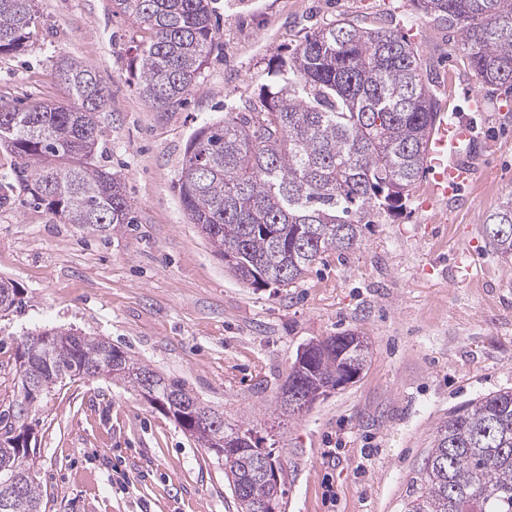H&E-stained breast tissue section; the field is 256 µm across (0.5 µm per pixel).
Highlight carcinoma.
<instances>
[{"mask_svg": "<svg viewBox=\"0 0 512 512\" xmlns=\"http://www.w3.org/2000/svg\"><path fill=\"white\" fill-rule=\"evenodd\" d=\"M116 12L149 33L135 47L129 73L155 110L182 104L205 59L218 46L216 0H112ZM425 21L460 34L464 62L476 82L512 88V0H414ZM38 19L36 0H0V54L27 47ZM58 75L70 104H0V146L22 161L16 183L0 182V207L15 184L61 216L107 232L135 224L122 182L96 162L98 114L106 96L95 69L69 57ZM262 85L259 103L244 101L224 120L202 125L185 150L178 194L191 223L239 280L254 287H289L328 254L361 243L362 226L407 210L424 172L436 94L419 49L397 32L342 16L307 34ZM483 227L495 253L512 259V193ZM0 309L20 312L27 301L13 283ZM17 341V392L0 407V512H42L28 419L36 404L69 377L89 378L132 362L102 338L57 329ZM341 332L313 342V369L292 365L301 385L336 382L347 365L362 371L369 348L350 346ZM158 377L159 411L224 462L237 512L254 501L283 499L286 468L250 422L231 424L177 379ZM219 417L216 428L192 429L199 411ZM235 445L278 473L264 480L224 454ZM405 512H512V391L468 403L436 428Z\"/></svg>", "mask_w": 512, "mask_h": 512, "instance_id": "1", "label": "carcinoma"}]
</instances>
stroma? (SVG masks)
<instances>
[{
	"mask_svg": "<svg viewBox=\"0 0 512 512\" xmlns=\"http://www.w3.org/2000/svg\"><path fill=\"white\" fill-rule=\"evenodd\" d=\"M37 10L27 49L0 56V97L65 103L57 57L96 68L98 161L138 222L109 233L65 224L20 188L0 207V278L28 302L0 317V402L16 388L17 339L71 328L184 381L226 420L253 422L288 464L285 512H405L438 424L512 390V265L482 228L512 193V89L476 83L459 34L420 20L411 0H218L217 49L187 102L158 112L129 76L146 33L112 0H37ZM340 15L410 39L440 109L470 119L484 158L459 201L427 206L419 180L402 217L366 225L359 247L295 286L256 289L190 223L175 187L185 149ZM344 331L371 344L360 378L302 414H270L298 351ZM30 423L46 512H236L221 463L130 386L63 380Z\"/></svg>",
	"mask_w": 512,
	"mask_h": 512,
	"instance_id": "obj_1",
	"label": "stroma"
}]
</instances>
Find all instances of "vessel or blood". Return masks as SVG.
<instances>
[{
	"label": "vessel or blood",
	"instance_id": "vessel-or-blood-1",
	"mask_svg": "<svg viewBox=\"0 0 512 512\" xmlns=\"http://www.w3.org/2000/svg\"><path fill=\"white\" fill-rule=\"evenodd\" d=\"M478 160L473 128L438 113L425 153L429 203L458 195L470 184Z\"/></svg>",
	"mask_w": 512,
	"mask_h": 512
}]
</instances>
